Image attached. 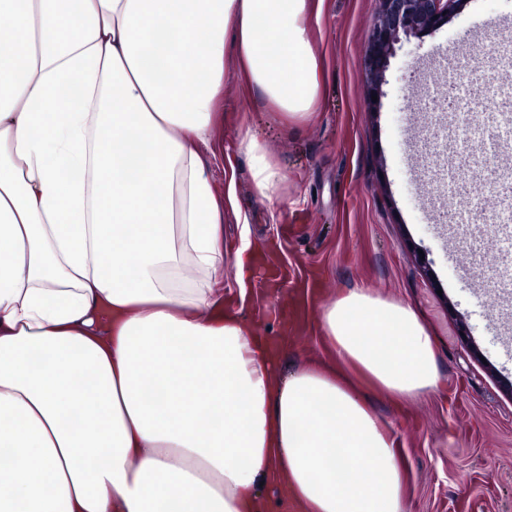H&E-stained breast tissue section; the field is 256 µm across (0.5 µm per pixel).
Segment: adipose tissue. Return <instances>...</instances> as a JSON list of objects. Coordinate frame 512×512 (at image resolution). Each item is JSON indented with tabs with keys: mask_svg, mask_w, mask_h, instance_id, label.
<instances>
[{
	"mask_svg": "<svg viewBox=\"0 0 512 512\" xmlns=\"http://www.w3.org/2000/svg\"><path fill=\"white\" fill-rule=\"evenodd\" d=\"M311 0H0V512H407L394 400L439 382L408 306L320 314L337 367L223 311L213 133L232 58L262 105L318 104ZM257 192L283 176L241 125Z\"/></svg>",
	"mask_w": 512,
	"mask_h": 512,
	"instance_id": "obj_1",
	"label": "adipose tissue"
}]
</instances>
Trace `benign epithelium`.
<instances>
[{
	"instance_id": "7a95c632",
	"label": "benign epithelium",
	"mask_w": 512,
	"mask_h": 512,
	"mask_svg": "<svg viewBox=\"0 0 512 512\" xmlns=\"http://www.w3.org/2000/svg\"><path fill=\"white\" fill-rule=\"evenodd\" d=\"M467 0H382L378 21L368 35L367 68L379 85L399 36H419L448 23Z\"/></svg>"
}]
</instances>
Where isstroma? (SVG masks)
Here are the masks:
<instances>
[{"mask_svg":"<svg viewBox=\"0 0 512 512\" xmlns=\"http://www.w3.org/2000/svg\"><path fill=\"white\" fill-rule=\"evenodd\" d=\"M380 0H322L310 18L324 80L310 117L260 105L226 63L224 306L289 363H332L323 304L362 287L410 306L432 336L438 391L411 401L371 394L398 434L409 512H512V290L484 289L512 262V127L503 91L512 66L489 53L512 36V0H468L441 28L401 37L378 94L365 68ZM476 69L441 72L442 55ZM248 124L279 163L284 188L254 190L238 139ZM250 243L258 261L238 274Z\"/></svg>","mask_w":512,"mask_h":512,"instance_id":"35a3bbf8","label":"stroma"}]
</instances>
